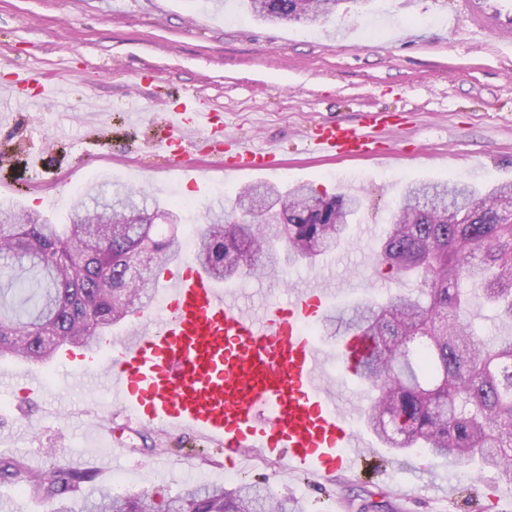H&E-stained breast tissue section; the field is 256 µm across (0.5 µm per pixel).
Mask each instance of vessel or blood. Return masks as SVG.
Here are the masks:
<instances>
[{"mask_svg":"<svg viewBox=\"0 0 512 512\" xmlns=\"http://www.w3.org/2000/svg\"><path fill=\"white\" fill-rule=\"evenodd\" d=\"M454 16L512 48V0H454ZM36 86L30 103L52 101L71 107L65 85L42 87L39 74L17 86ZM170 128L212 129V113L185 108L167 111ZM314 152L372 159L385 157L378 141L355 127L331 123L313 141ZM277 165L271 149L236 147L224 172H263ZM164 285L161 310L144 314L143 330L119 339L105 374L115 402L145 425H164L201 434L223 447L225 458L240 462L245 453L285 463L289 469L326 475L354 467L360 441L343 419L318 374V347L304 325L321 319L328 306L323 292L289 294L256 316L238 306L197 267L177 264ZM367 353L363 337L344 341L338 356L356 372Z\"/></svg>","mask_w":512,"mask_h":512,"instance_id":"obj_1","label":"vessel or blood"}]
</instances>
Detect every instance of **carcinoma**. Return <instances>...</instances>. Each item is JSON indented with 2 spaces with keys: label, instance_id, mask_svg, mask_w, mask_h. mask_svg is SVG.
<instances>
[{
  "label": "carcinoma",
  "instance_id": "carcinoma-1",
  "mask_svg": "<svg viewBox=\"0 0 512 512\" xmlns=\"http://www.w3.org/2000/svg\"><path fill=\"white\" fill-rule=\"evenodd\" d=\"M343 0H244L266 22L316 23ZM272 195L278 213L249 214L251 223L210 210L197 234L194 259L216 282L279 275L285 263L317 259L346 237L360 203L307 185L285 191L251 184L235 199ZM512 183L481 192L460 183L407 185L381 242L379 264L417 294L384 304L363 302L347 319L331 316L344 334L372 341L359 375L369 404L365 426L395 453L415 448L434 459L477 463L512 484V333L485 340L464 320L479 291L502 326L512 327ZM176 214L157 199L113 185L86 189L69 223L0 206V357L50 362L68 346L100 349L121 320L152 306L157 273L179 256L177 232L153 233L154 215ZM89 470L41 475L19 457H0V482L25 484L52 503L51 512H307L294 497L263 482L231 488L188 484L165 503L146 492L120 494Z\"/></svg>",
  "mask_w": 512,
  "mask_h": 512
}]
</instances>
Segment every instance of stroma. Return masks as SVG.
I'll list each match as a JSON object with an SVG mask.
<instances>
[{
  "instance_id": "1",
  "label": "stroma",
  "mask_w": 512,
  "mask_h": 512,
  "mask_svg": "<svg viewBox=\"0 0 512 512\" xmlns=\"http://www.w3.org/2000/svg\"><path fill=\"white\" fill-rule=\"evenodd\" d=\"M453 0H343L310 26L270 24L241 0H0V86L40 67L67 77V111L29 107L31 88L7 101L0 124V203L67 223L71 205L94 183H121L164 202H181L183 256H192L210 205L232 208L252 175L226 176L224 145L269 143L281 165L266 175L279 188L306 184L357 197L360 209L341 246L276 278L234 283L254 311L289 292L321 289L331 313L358 301H388L410 290L378 262V242L407 184L454 181L477 187L512 182V49L464 23H449ZM218 112L219 132L186 129L197 148L167 152V110ZM371 112L388 126L371 135L391 150L380 162L336 160L309 151L322 123L362 126ZM323 375L344 418L362 424L367 394L344 374L342 336L316 321ZM63 356L46 365L0 357V456L36 473L90 469L97 485L146 491L156 501L189 482L260 481L302 500L309 512H466L433 486L467 492L494 483L480 512L512 501V484L413 450L395 457L388 479L335 473L310 480L254 459L241 469L221 448L188 432L128 422L107 387L65 374Z\"/></svg>"
}]
</instances>
